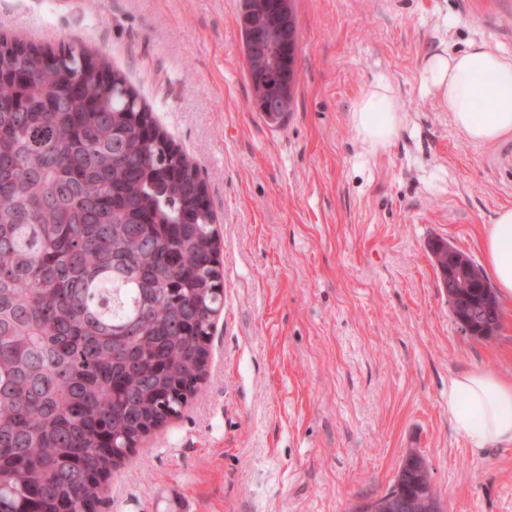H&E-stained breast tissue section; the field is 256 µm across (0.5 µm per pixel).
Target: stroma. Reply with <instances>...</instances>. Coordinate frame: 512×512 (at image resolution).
Segmentation results:
<instances>
[{"label":"stroma","mask_w":512,"mask_h":512,"mask_svg":"<svg viewBox=\"0 0 512 512\" xmlns=\"http://www.w3.org/2000/svg\"><path fill=\"white\" fill-rule=\"evenodd\" d=\"M295 96L279 124L253 104L243 0H0V35L71 41L123 71L205 181L224 265L207 374L104 485L99 512H353L408 451L444 512H512V444L474 450L448 384L512 379V300L472 337L429 246L484 264L512 207V138L472 145L421 84L429 54L482 40L512 54V0H294ZM387 82L407 111L384 153L349 116Z\"/></svg>","instance_id":"obj_1"}]
</instances>
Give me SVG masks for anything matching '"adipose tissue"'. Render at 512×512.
Returning <instances> with one entry per match:
<instances>
[{"mask_svg":"<svg viewBox=\"0 0 512 512\" xmlns=\"http://www.w3.org/2000/svg\"><path fill=\"white\" fill-rule=\"evenodd\" d=\"M421 81L464 141L494 144L512 136V55L486 42L434 52L423 63ZM406 123L400 99L387 83L365 86L350 114L357 139L370 151L387 150ZM483 252L501 298L512 299V208L498 211L483 234ZM448 409L457 430L475 448L512 443V381L488 370L453 378Z\"/></svg>","mask_w":512,"mask_h":512,"instance_id":"adipose-tissue-1","label":"adipose tissue"}]
</instances>
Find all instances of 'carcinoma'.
<instances>
[{
  "mask_svg": "<svg viewBox=\"0 0 512 512\" xmlns=\"http://www.w3.org/2000/svg\"><path fill=\"white\" fill-rule=\"evenodd\" d=\"M274 0L239 19L245 49ZM54 55L53 64L45 56ZM254 81L283 74L246 55ZM0 512H97L118 446L195 396L224 272L197 163L157 124L125 76L71 43L0 38ZM463 330L500 326L475 281ZM387 512L440 506L409 455Z\"/></svg>",
  "mask_w": 512,
  "mask_h": 512,
  "instance_id": "carcinoma-1",
  "label": "carcinoma"
}]
</instances>
